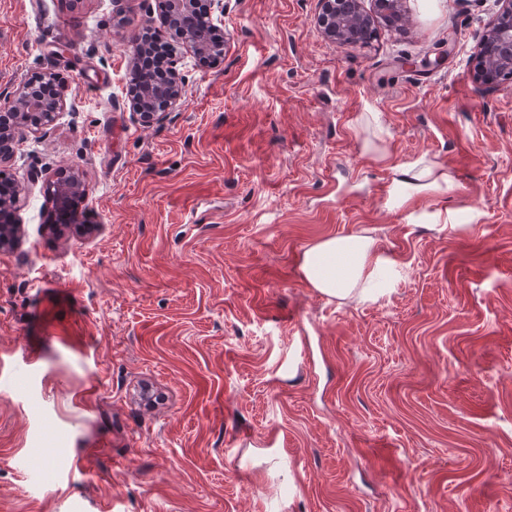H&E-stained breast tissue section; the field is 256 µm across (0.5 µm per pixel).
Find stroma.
Returning a JSON list of instances; mask_svg holds the SVG:
<instances>
[{
	"label": "stroma",
	"mask_w": 512,
	"mask_h": 512,
	"mask_svg": "<svg viewBox=\"0 0 512 512\" xmlns=\"http://www.w3.org/2000/svg\"><path fill=\"white\" fill-rule=\"evenodd\" d=\"M407 6L352 49L317 0H224L222 64L143 125L154 0H0V91L49 70L76 107L10 162L0 512H512V85L470 74L499 5ZM417 162L453 189L398 200ZM58 174L88 195L55 227ZM356 233L390 267L328 298L303 254Z\"/></svg>",
	"instance_id": "obj_1"
}]
</instances>
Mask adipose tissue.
<instances>
[{
	"instance_id": "obj_1",
	"label": "adipose tissue",
	"mask_w": 512,
	"mask_h": 512,
	"mask_svg": "<svg viewBox=\"0 0 512 512\" xmlns=\"http://www.w3.org/2000/svg\"><path fill=\"white\" fill-rule=\"evenodd\" d=\"M388 268L373 237L352 234L319 242L304 255L306 281L323 295L346 299L367 297L376 278Z\"/></svg>"
}]
</instances>
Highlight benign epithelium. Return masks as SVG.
<instances>
[{
  "mask_svg": "<svg viewBox=\"0 0 512 512\" xmlns=\"http://www.w3.org/2000/svg\"><path fill=\"white\" fill-rule=\"evenodd\" d=\"M163 25L181 21L195 12L197 0H155ZM315 25L327 40L340 46L363 45L360 31L373 28L374 19L400 18L404 0H372V9L364 0H318ZM502 8L488 27L478 45L479 65L475 81L487 90L512 83V0H501ZM206 39L199 41L189 35L186 43L194 54H205L219 64L224 58V0H209L204 14ZM184 55H171L164 82L158 86L160 98L145 94L131 98L129 109L143 123L161 122L183 102L186 87L180 67ZM75 111L67 89H60L53 98L41 96L30 82L14 90L0 92V179L6 178L4 166L15 156L24 136L38 131L48 132L65 111ZM86 197L84 185L73 178L57 185L56 206L59 220L76 222V203ZM14 204L0 200V248L14 237L17 226L13 219Z\"/></svg>",
  "mask_w": 512,
  "mask_h": 512,
  "instance_id": "1",
  "label": "benign epithelium"
}]
</instances>
